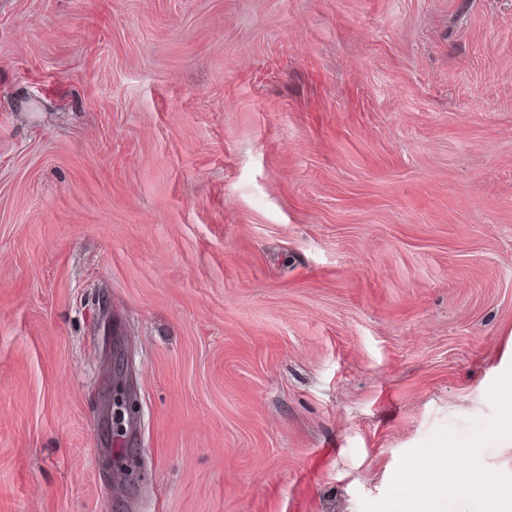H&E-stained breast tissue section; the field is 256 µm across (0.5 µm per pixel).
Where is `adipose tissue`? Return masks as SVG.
Wrapping results in <instances>:
<instances>
[{"mask_svg": "<svg viewBox=\"0 0 512 512\" xmlns=\"http://www.w3.org/2000/svg\"><path fill=\"white\" fill-rule=\"evenodd\" d=\"M480 467V460L475 457L470 472L438 474L432 466L431 449H420L397 504L399 512H441L442 502L453 498L466 500L464 512H505L497 489L476 478Z\"/></svg>", "mask_w": 512, "mask_h": 512, "instance_id": "obj_1", "label": "adipose tissue"}]
</instances>
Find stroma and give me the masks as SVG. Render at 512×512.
<instances>
[{
  "mask_svg": "<svg viewBox=\"0 0 512 512\" xmlns=\"http://www.w3.org/2000/svg\"><path fill=\"white\" fill-rule=\"evenodd\" d=\"M511 412L512 0H0V512L506 495ZM107 413L112 417V437L123 436L125 422H133L139 416L136 396L130 388H112V400ZM471 473H435L432 466V450L422 448L413 461V471L404 486L398 509L409 512H443V501L453 498L467 500V506L459 512H507L498 490L493 484L478 480L475 474L481 467L475 452L470 454Z\"/></svg>",
  "mask_w": 512,
  "mask_h": 512,
  "instance_id": "stroma-1",
  "label": "stroma"
}]
</instances>
